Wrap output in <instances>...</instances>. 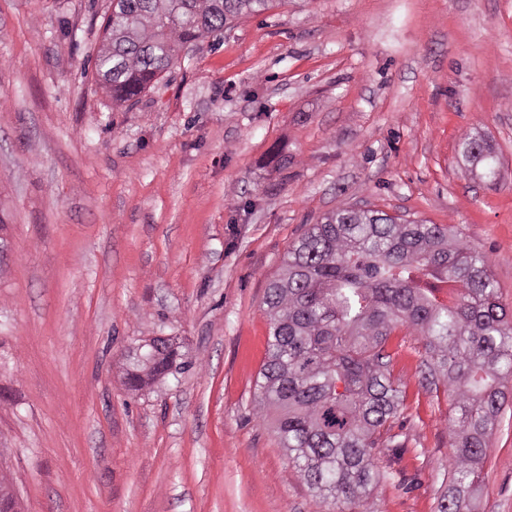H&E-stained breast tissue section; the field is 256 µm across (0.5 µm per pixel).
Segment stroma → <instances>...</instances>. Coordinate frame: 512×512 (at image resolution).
<instances>
[{"instance_id": "1", "label": "stroma", "mask_w": 512, "mask_h": 512, "mask_svg": "<svg viewBox=\"0 0 512 512\" xmlns=\"http://www.w3.org/2000/svg\"><path fill=\"white\" fill-rule=\"evenodd\" d=\"M112 0H0V462L20 512H327L257 411L264 295L337 208L452 225L512 311V0H277L122 106ZM493 144L496 183L461 160ZM187 366L129 391L143 340ZM369 512H437L450 401L397 328ZM473 512H512V378Z\"/></svg>"}]
</instances>
